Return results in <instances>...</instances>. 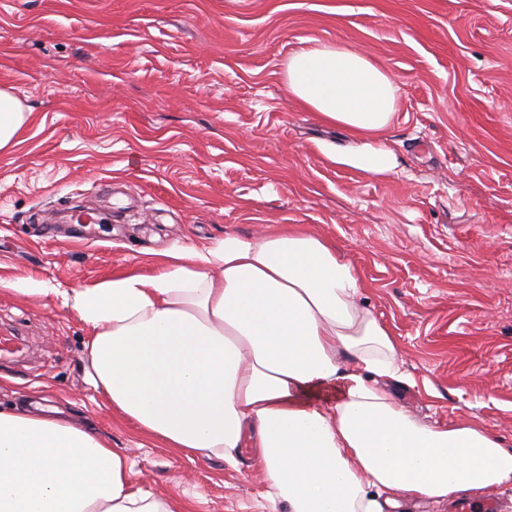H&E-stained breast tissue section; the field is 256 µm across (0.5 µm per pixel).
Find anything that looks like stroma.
<instances>
[{
	"label": "stroma",
	"instance_id": "stroma-1",
	"mask_svg": "<svg viewBox=\"0 0 512 512\" xmlns=\"http://www.w3.org/2000/svg\"><path fill=\"white\" fill-rule=\"evenodd\" d=\"M362 51L398 85L382 177L294 102L289 56ZM29 113L0 151V409L50 406L190 512H271L257 469L167 448L85 380L75 288L155 255L301 224L359 269L414 380L398 398L512 445V0H0V89ZM103 215L81 226L65 214ZM47 283L20 297L3 282Z\"/></svg>",
	"mask_w": 512,
	"mask_h": 512
}]
</instances>
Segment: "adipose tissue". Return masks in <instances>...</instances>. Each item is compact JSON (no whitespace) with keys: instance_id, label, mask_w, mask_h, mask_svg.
Wrapping results in <instances>:
<instances>
[{"instance_id":"1","label":"adipose tissue","mask_w":512,"mask_h":512,"mask_svg":"<svg viewBox=\"0 0 512 512\" xmlns=\"http://www.w3.org/2000/svg\"><path fill=\"white\" fill-rule=\"evenodd\" d=\"M289 95L371 141L398 88L335 43L293 53ZM157 275L69 298L90 332L86 379L113 410L180 452L240 468L252 445L284 512H401L512 491V448L487 427L410 415L396 338L361 302L358 269L290 225L166 253ZM127 454L49 414L0 411V512H184L135 486Z\"/></svg>"}]
</instances>
